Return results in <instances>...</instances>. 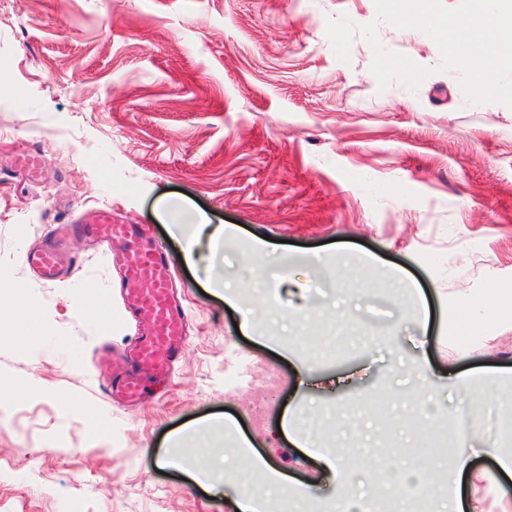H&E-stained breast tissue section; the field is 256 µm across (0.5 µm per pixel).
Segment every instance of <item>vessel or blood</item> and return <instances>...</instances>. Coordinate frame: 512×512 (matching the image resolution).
<instances>
[{
    "instance_id": "vessel-or-blood-1",
    "label": "vessel or blood",
    "mask_w": 512,
    "mask_h": 512,
    "mask_svg": "<svg viewBox=\"0 0 512 512\" xmlns=\"http://www.w3.org/2000/svg\"><path fill=\"white\" fill-rule=\"evenodd\" d=\"M11 168L29 181H38L39 150L14 156ZM97 221L111 227L104 255L109 264L124 268L123 298L146 324L133 345L113 360L112 380L104 390L112 404L129 407L142 400L144 378H165L172 373L186 346V318L178 304L169 261L162 249L137 227L114 223L111 209H101ZM91 232L87 223L71 218L28 252L26 262L42 280L63 279L71 263L67 252L69 238Z\"/></svg>"
}]
</instances>
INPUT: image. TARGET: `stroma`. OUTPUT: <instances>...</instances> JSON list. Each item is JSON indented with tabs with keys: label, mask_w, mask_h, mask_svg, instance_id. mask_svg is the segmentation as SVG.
I'll use <instances>...</instances> for the list:
<instances>
[{
	"label": "stroma",
	"mask_w": 512,
	"mask_h": 512,
	"mask_svg": "<svg viewBox=\"0 0 512 512\" xmlns=\"http://www.w3.org/2000/svg\"><path fill=\"white\" fill-rule=\"evenodd\" d=\"M343 16L377 22L382 47L430 75L380 89L362 35L349 62L335 56L326 22ZM441 62L421 30L377 20L374 0L0 5V280L27 289L41 324L0 322V373L38 391L0 404V512H236L233 484L209 489L189 463L203 434L237 465L226 422L294 490L335 498L328 443L359 462L347 496L408 512L376 449L426 468L404 453L411 419L437 425L473 392L512 417V318L488 315L489 288L512 291V109L470 102ZM33 145L36 184L6 169ZM170 201L233 238L201 237L185 264ZM105 206L170 257L188 315L164 395L135 410L108 403L97 368L102 344L142 330L119 273L82 238L62 280L25 262L69 211ZM467 315L478 339L464 348L448 321ZM453 465L431 470L428 512L498 469L485 455L458 477Z\"/></svg>",
	"instance_id": "stroma-1"
}]
</instances>
